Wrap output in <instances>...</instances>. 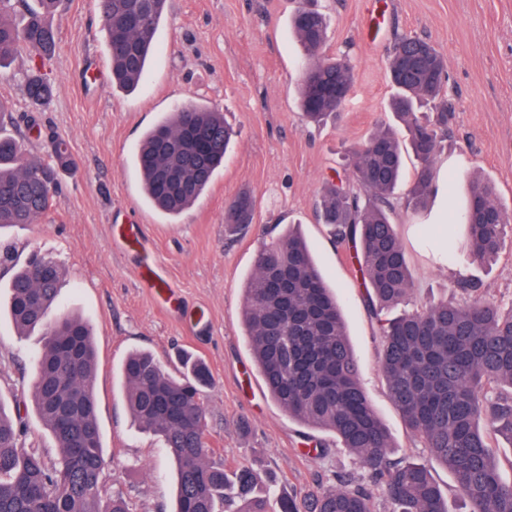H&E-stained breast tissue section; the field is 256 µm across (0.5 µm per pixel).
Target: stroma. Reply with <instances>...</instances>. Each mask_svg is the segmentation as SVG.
Here are the masks:
<instances>
[{
  "mask_svg": "<svg viewBox=\"0 0 512 512\" xmlns=\"http://www.w3.org/2000/svg\"><path fill=\"white\" fill-rule=\"evenodd\" d=\"M366 0H319L327 16L326 55L346 56L353 84L339 116L308 123L298 108L304 51L291 25L299 0H170L151 65L132 93L113 86L107 33L97 0H62L47 21L56 37L50 58L22 48L0 69V102L14 122L0 133L17 138L27 160L46 159L53 140L72 160L59 171L58 192L38 222L0 228V400L20 419L25 445L51 460L59 450L31 402L35 355L43 329L25 333L8 309L12 265L31 253L63 270L59 312L80 316L96 341L94 391L109 467L103 490L133 512H172L175 464L161 437L134 422L118 367L135 348L169 370L180 354L201 359L211 374L204 391V441L215 464L255 471L261 486L292 495L332 484L336 474H368L331 435L307 428L272 400L248 346L242 308L256 256L273 242L270 225L294 226L341 305L361 385L394 444L395 457L428 452L393 406L381 370L382 339L356 282L347 247L334 244L315 209L323 182L343 170L351 152L377 127L393 124L387 59L404 34L428 38L444 56L455 112L439 162L448 165V198L426 214L394 201L414 286L406 310L461 300L455 282L480 281L485 299L512 307V224L490 265L471 263L457 217L467 182L478 174L512 209V0H386L375 40L363 38ZM37 71L54 86L46 108L32 110L21 74ZM192 101L223 113L236 144L205 196L177 218L144 199L132 154L145 130ZM256 207L245 235L229 236L224 210L241 190ZM448 210L446 240L430 217ZM120 224L141 227L142 242H113ZM162 262L175 304L141 288L139 272Z\"/></svg>",
  "mask_w": 512,
  "mask_h": 512,
  "instance_id": "obj_1",
  "label": "stroma"
}]
</instances>
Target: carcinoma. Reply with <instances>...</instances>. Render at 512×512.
<instances>
[{
	"label": "carcinoma",
	"mask_w": 512,
	"mask_h": 512,
	"mask_svg": "<svg viewBox=\"0 0 512 512\" xmlns=\"http://www.w3.org/2000/svg\"><path fill=\"white\" fill-rule=\"evenodd\" d=\"M0 0V69L18 48L43 57L52 54L55 35L46 22L60 0ZM166 0H99L108 36L112 82L130 91L145 76L150 50ZM24 15L17 23L13 15ZM142 27L117 45L115 31L129 16ZM293 30L306 55L300 79V108L319 122L336 113V92L348 94L353 70L347 60L323 55L325 16L299 7ZM421 48L430 67L401 76L399 49ZM393 87L390 109L405 137L389 126L377 127L351 155L342 176L326 181L318 217L333 241L352 248V263L370 314L382 336L381 368L395 408L409 430L428 448L430 460L392 457V440L361 386L358 366L340 306L303 239L295 232L259 252L245 288L248 344L271 398L288 416L333 434L367 471L371 485L344 477L314 494L277 500L278 512H375L373 489L381 490L390 512H449L445 488L429 461L448 468L468 504L467 512H512V479L502 478L492 438L512 444V309L505 311L480 297L478 283L462 279L463 305L439 302L388 318L413 289V275L392 221L393 200L404 180L405 157L417 161L406 193L414 210L433 192V168L448 140L454 111L442 74V55L427 40L398 37L387 60ZM30 105L45 107L52 87L42 75H23ZM213 139L211 149L196 151L188 125ZM234 131L220 112L195 104L179 107L143 136L135 152L148 201L177 216L209 186L233 141ZM51 162H30L19 141L0 136V227L33 224L50 208L54 173L69 164L57 145ZM174 171L192 184L188 192L160 183ZM255 200L241 191L224 211L235 235L253 222ZM474 262L499 255L512 213L494 187L471 178L463 214ZM51 265L48 278L38 268ZM62 270L52 259L33 258L12 277L9 310L22 330L43 326L45 342L31 384L36 410L59 448L52 461L22 443L18 420L0 404V512H130L120 496H106L101 479L107 465L96 414V351L88 325L75 316L50 318ZM129 408L145 430L163 438L178 472L175 512H267L257 477L242 469L229 474L208 460L203 435V390L211 378L206 366L190 357L172 376L151 354L134 351L123 361Z\"/></svg>",
	"instance_id": "carcinoma-1"
}]
</instances>
